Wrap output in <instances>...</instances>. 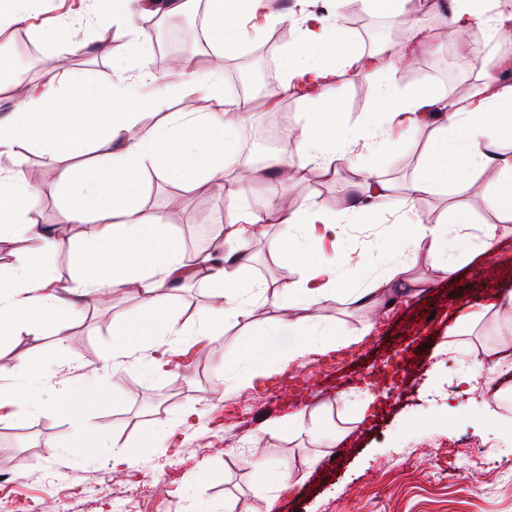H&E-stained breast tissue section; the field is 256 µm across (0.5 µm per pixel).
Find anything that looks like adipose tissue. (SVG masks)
<instances>
[{"label": "adipose tissue", "mask_w": 512, "mask_h": 512, "mask_svg": "<svg viewBox=\"0 0 512 512\" xmlns=\"http://www.w3.org/2000/svg\"><path fill=\"white\" fill-rule=\"evenodd\" d=\"M265 0H210L207 38L219 55L240 49L242 19L265 8ZM431 11H445L449 40H457L472 27L483 26L494 39L512 41V13L498 9V0H430ZM423 24L410 30L398 59L383 55L364 56L341 19L330 21L319 39L301 38L287 49L285 75L310 67L330 76L351 70L366 78L380 79L372 119L361 126L349 125L342 97L327 86L309 97L307 119L294 149L306 164L330 172L337 162L352 159L358 143L376 154L390 141L389 125L403 117L407 128L432 129L429 145L417 175L403 196H394L382 167L360 163L367 186L360 206L367 217L399 213L405 230L393 247L394 259L385 271L386 280L402 278L409 257L426 252L445 253L451 242L471 239L475 252L492 254L499 227L512 223V83L484 78L473 93L447 99L437 88L400 91L396 60L411 61L429 49ZM206 86L215 106L209 112H167L161 128L139 130L144 108L164 110L168 94ZM153 87L150 97L137 96L139 87ZM249 99H228L223 94V72L216 69L199 75L180 65L160 76L143 65L115 67V79L106 88L71 78L67 92L58 96L30 97L18 110L0 117V155L18 145L35 144L58 153L64 165L60 186L69 200L67 220L84 227L87 247L78 260L80 276L63 286L50 271V237L38 229L30 215L38 206L37 178L22 169L0 172V236L22 241L12 271L0 275V335L21 333L40 337L55 325L73 318L80 297L105 296L117 290L133 291L147 312L112 323L115 345L124 355L152 347L159 337L178 339L187 331L208 336L225 318L249 315L264 288L244 284L241 273L248 260V243L262 216L241 210L238 219L224 230V262L216 264L208 252L187 253L178 240L164 233L155 218L137 205L142 178L161 172L185 189L204 185L220 188L228 204L238 202L253 186L254 170L240 162L235 128L250 112ZM91 144L98 159L90 164L69 165L70 140ZM491 173L483 198L496 212L498 221L481 227L479 236L469 233L467 203L449 205L448 222L426 224L413 212L415 198L437 192L447 184L467 188L477 175ZM204 272L212 300L195 314L187 326L180 311L165 304L160 289L184 275ZM512 308V295L496 299L478 309H466L448 330V348L468 349L474 329L493 323L498 340H512V318H500L503 308ZM280 330L293 336L288 360L315 353L321 343L318 327L309 317L282 319ZM106 402L104 394L88 388L63 395L58 409L79 425V444L85 455L102 448L106 434L87 424L86 417Z\"/></svg>", "instance_id": "ef3b65f1"}]
</instances>
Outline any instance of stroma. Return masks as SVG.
Wrapping results in <instances>:
<instances>
[{"instance_id":"35a3bbf8","label":"stroma","mask_w":512,"mask_h":512,"mask_svg":"<svg viewBox=\"0 0 512 512\" xmlns=\"http://www.w3.org/2000/svg\"><path fill=\"white\" fill-rule=\"evenodd\" d=\"M276 12L289 20H268L258 11L255 27L240 50L221 59L201 48L196 9L173 15L174 27L191 69L207 74L222 67L239 69L255 60L260 72L278 83L271 99L258 96L254 109L237 129L241 155L253 157L252 140L264 121L285 115L283 135L299 133L307 103L296 90L284 91V52L300 29L320 34L331 0H275ZM67 20L78 31L73 47L40 40L42 30ZM102 21L86 13L84 0H36L31 19L10 27V41L0 44L24 74L22 82L0 84V114L13 112L34 93L67 88V72L88 76L100 85L112 79V66L125 60L127 43L142 38L140 17L116 27L103 39ZM432 51L419 54L397 73L400 90L439 87L447 97L466 96L480 77L467 62L453 85L440 73L448 68L453 46L443 25L427 26ZM333 83L345 103L349 124L362 123L372 110L378 81L347 71ZM430 127L411 138H395L382 158L386 177L404 187L415 175ZM22 168L38 178L41 208L54 213L53 275L60 283L78 275L82 227L67 223L65 197L59 187L60 162L46 150L24 144L0 168ZM358 169L340 162L335 172L314 179L302 176L280 194L281 210L293 212L311 203L324 204L341 224H300L293 235L309 244L305 261L289 260L275 243L284 231L268 214L267 186L255 184L244 206L267 213L265 232L250 244L246 279L264 284L265 292L250 315L226 320L214 336H185L175 344L159 343L138 352V365L112 356V322L141 314L138 298L117 292L110 304L81 302L80 318L59 324L51 335L33 339L21 334L0 339V387L36 386L43 410L21 413L0 407V512H113L112 498L124 495L130 512H512V415L494 414L483 425L475 419L489 407L485 391L463 392L457 383L470 366L486 360L492 340L479 328L469 351L440 350L448 327L462 307H479L502 290L512 289V223L504 225L493 257L468 255L452 275L439 269L436 256L421 253L409 262L403 283H390L377 305L328 300L313 308L288 304L282 285L300 288L342 287V280L314 276L318 256L334 259L336 268L357 273L356 286L366 289L390 265V246L402 230L398 224H370L351 210L359 190ZM469 201L471 227L493 223L497 215L475 198L473 190L449 186L447 194L416 198L414 210L424 223L446 221L449 202ZM139 202L187 252L210 248L237 217L224 193L204 186L185 191L169 176L144 185ZM162 299L177 307L185 322L210 300L205 280L187 276L164 288ZM310 314L319 327L336 328L335 341L305 360L289 361L291 336L281 332L285 312ZM265 336L276 353L274 364L252 368L245 354L257 336ZM404 350L411 367L396 387L371 391L345 388L348 374L380 365L389 352ZM70 356L76 364L57 369L55 360ZM43 366L30 383L20 361ZM97 374L100 389L117 395V403L91 413V424L111 432L119 447L100 449L87 460L76 448V429L56 405L64 393L82 387L86 375ZM245 387H238L239 379ZM316 413L322 432L340 431V453L325 439L297 435L282 428L289 416ZM261 442L266 465L248 464L246 448ZM295 478L267 504L268 484L280 465Z\"/></svg>"}]
</instances>
